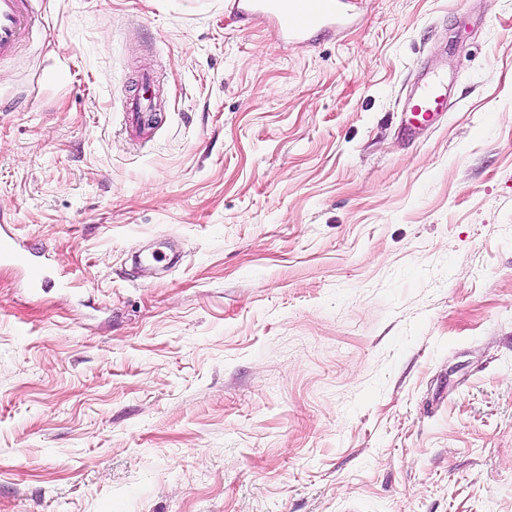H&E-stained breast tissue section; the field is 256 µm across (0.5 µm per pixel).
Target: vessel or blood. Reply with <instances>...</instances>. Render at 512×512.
Wrapping results in <instances>:
<instances>
[{
  "label": "vessel or blood",
  "mask_w": 512,
  "mask_h": 512,
  "mask_svg": "<svg viewBox=\"0 0 512 512\" xmlns=\"http://www.w3.org/2000/svg\"><path fill=\"white\" fill-rule=\"evenodd\" d=\"M242 17L268 25L279 39L302 43L318 31L342 28L352 19V0H234ZM39 20L32 0H0V60L32 32ZM448 109V77L424 74L412 84L405 113L410 127L431 122Z\"/></svg>",
  "instance_id": "1"
}]
</instances>
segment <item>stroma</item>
Returning <instances> with one entry per match:
<instances>
[{
    "instance_id": "1",
    "label": "stroma",
    "mask_w": 512,
    "mask_h": 512,
    "mask_svg": "<svg viewBox=\"0 0 512 512\" xmlns=\"http://www.w3.org/2000/svg\"><path fill=\"white\" fill-rule=\"evenodd\" d=\"M228 4L35 0L0 63V512H512V0ZM242 17L268 25L289 43H302L318 31L351 23L352 0H234ZM448 110V77L443 72L425 73L412 84L406 97L405 114L410 127L417 128L431 122ZM404 131L412 134L411 128Z\"/></svg>"
}]
</instances>
